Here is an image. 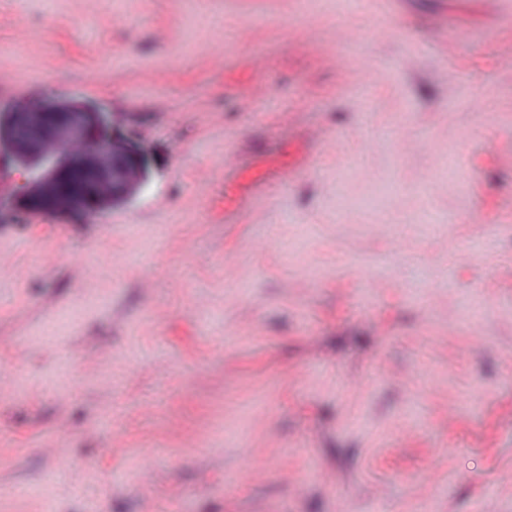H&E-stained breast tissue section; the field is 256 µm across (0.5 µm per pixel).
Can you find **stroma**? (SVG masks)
<instances>
[{"instance_id":"obj_1","label":"stroma","mask_w":512,"mask_h":512,"mask_svg":"<svg viewBox=\"0 0 512 512\" xmlns=\"http://www.w3.org/2000/svg\"><path fill=\"white\" fill-rule=\"evenodd\" d=\"M508 55L507 0H0V113L148 159L83 221L0 162V503L512 512Z\"/></svg>"}]
</instances>
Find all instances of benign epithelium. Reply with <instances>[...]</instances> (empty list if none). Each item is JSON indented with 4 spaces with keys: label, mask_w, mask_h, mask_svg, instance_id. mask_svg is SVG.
<instances>
[{
    "label": "benign epithelium",
    "mask_w": 512,
    "mask_h": 512,
    "mask_svg": "<svg viewBox=\"0 0 512 512\" xmlns=\"http://www.w3.org/2000/svg\"><path fill=\"white\" fill-rule=\"evenodd\" d=\"M18 123L25 124L44 139V144L29 150L31 163L38 172L26 197H35L42 206L58 203L57 186L76 166L93 164L98 182L114 197L131 198L141 187L143 175L133 171L117 149L107 154L94 152L101 143V115L88 109L72 112L51 107H22L14 112Z\"/></svg>",
    "instance_id": "7a95c632"
}]
</instances>
